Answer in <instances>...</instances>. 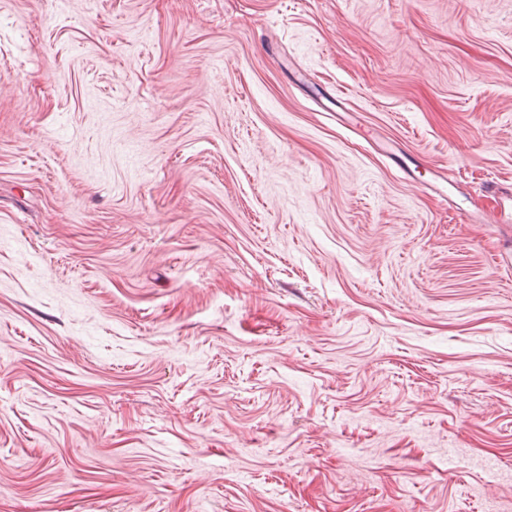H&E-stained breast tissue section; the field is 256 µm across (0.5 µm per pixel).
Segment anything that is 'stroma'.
Instances as JSON below:
<instances>
[{
	"mask_svg": "<svg viewBox=\"0 0 512 512\" xmlns=\"http://www.w3.org/2000/svg\"><path fill=\"white\" fill-rule=\"evenodd\" d=\"M509 208L512 0H0V512H512Z\"/></svg>",
	"mask_w": 512,
	"mask_h": 512,
	"instance_id": "obj_1",
	"label": "stroma"
}]
</instances>
